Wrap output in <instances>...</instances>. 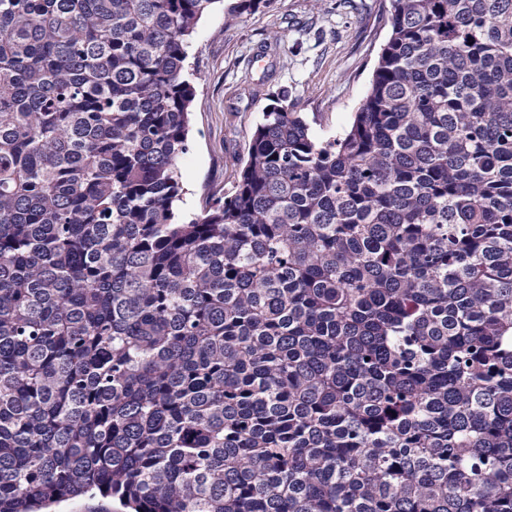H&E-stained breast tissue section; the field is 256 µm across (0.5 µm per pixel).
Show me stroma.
<instances>
[{
    "label": "stroma",
    "instance_id": "1",
    "mask_svg": "<svg viewBox=\"0 0 512 512\" xmlns=\"http://www.w3.org/2000/svg\"><path fill=\"white\" fill-rule=\"evenodd\" d=\"M236 2L216 0L191 39L195 97L179 162L189 215L233 192L273 96L287 93L315 136L346 128L390 33V0H267L239 16Z\"/></svg>",
    "mask_w": 512,
    "mask_h": 512
}]
</instances>
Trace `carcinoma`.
Masks as SVG:
<instances>
[{"label": "carcinoma", "instance_id": "1", "mask_svg": "<svg viewBox=\"0 0 512 512\" xmlns=\"http://www.w3.org/2000/svg\"><path fill=\"white\" fill-rule=\"evenodd\" d=\"M217 0H0V512H512V0H392L179 218ZM57 510L61 512H123L124 509L118 501L85 495L63 502Z\"/></svg>", "mask_w": 512, "mask_h": 512}]
</instances>
